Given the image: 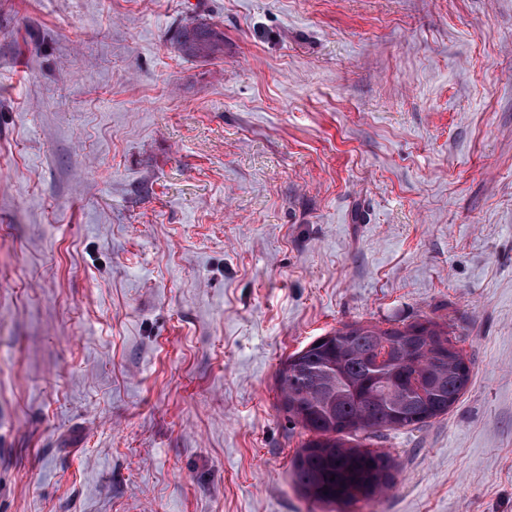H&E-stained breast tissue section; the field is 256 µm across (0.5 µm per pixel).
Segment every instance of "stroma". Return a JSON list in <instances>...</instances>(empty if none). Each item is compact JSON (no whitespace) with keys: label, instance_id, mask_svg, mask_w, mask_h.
I'll list each match as a JSON object with an SVG mask.
<instances>
[{"label":"stroma","instance_id":"35a3bbf8","mask_svg":"<svg viewBox=\"0 0 512 512\" xmlns=\"http://www.w3.org/2000/svg\"><path fill=\"white\" fill-rule=\"evenodd\" d=\"M422 316L352 512H512V0H0V512H326L278 365ZM176 37L179 49L188 57L213 58L224 50V32L207 22H186Z\"/></svg>","mask_w":512,"mask_h":512}]
</instances>
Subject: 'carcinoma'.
I'll return each mask as SVG.
<instances>
[{
    "label": "carcinoma",
    "instance_id": "carcinoma-1",
    "mask_svg": "<svg viewBox=\"0 0 512 512\" xmlns=\"http://www.w3.org/2000/svg\"><path fill=\"white\" fill-rule=\"evenodd\" d=\"M188 57L224 50L217 26L190 21L177 30ZM382 357L376 373L366 355ZM447 326L428 317L390 328L348 324L279 363V406L307 438L292 460L298 492L332 506H352L393 489L396 459L353 440L384 430L419 428L448 414L471 378Z\"/></svg>",
    "mask_w": 512,
    "mask_h": 512
}]
</instances>
